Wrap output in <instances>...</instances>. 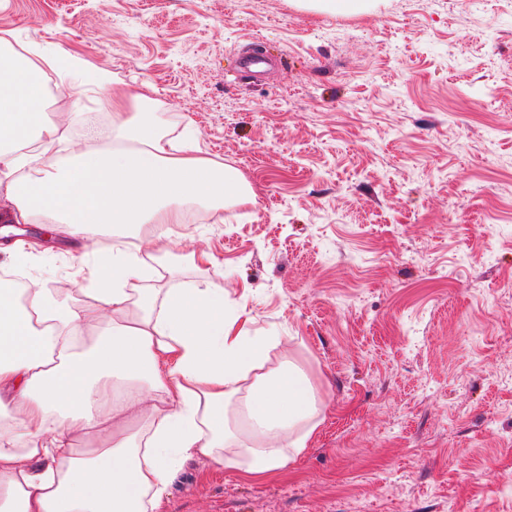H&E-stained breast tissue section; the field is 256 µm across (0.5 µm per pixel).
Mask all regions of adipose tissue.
<instances>
[{
	"instance_id": "adipose-tissue-1",
	"label": "adipose tissue",
	"mask_w": 512,
	"mask_h": 512,
	"mask_svg": "<svg viewBox=\"0 0 512 512\" xmlns=\"http://www.w3.org/2000/svg\"><path fill=\"white\" fill-rule=\"evenodd\" d=\"M105 90L114 141L44 160L57 125H42L43 72L0 37V194L15 223L43 216L60 233L178 224L180 206L245 196L239 171L169 151L141 104L150 88ZM136 111H128V104ZM130 246L98 247L87 282L20 289L0 278V512H160L190 458L251 476L285 468L318 427L317 397L294 361L271 362L275 339L228 315L223 289L152 288ZM90 291V303L70 298Z\"/></svg>"
}]
</instances>
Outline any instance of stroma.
I'll return each instance as SVG.
<instances>
[{
	"label": "stroma",
	"instance_id": "stroma-1",
	"mask_svg": "<svg viewBox=\"0 0 512 512\" xmlns=\"http://www.w3.org/2000/svg\"><path fill=\"white\" fill-rule=\"evenodd\" d=\"M67 83L110 72L253 193L168 227L142 252L157 285L223 289L279 337L323 421L279 473L186 461L162 512H512V0H382L360 12L297 0H0V32ZM274 64L254 82L239 58ZM96 129H62L55 156ZM33 218L22 287L77 273L75 245ZM208 251L202 264L192 257Z\"/></svg>",
	"mask_w": 512,
	"mask_h": 512
}]
</instances>
